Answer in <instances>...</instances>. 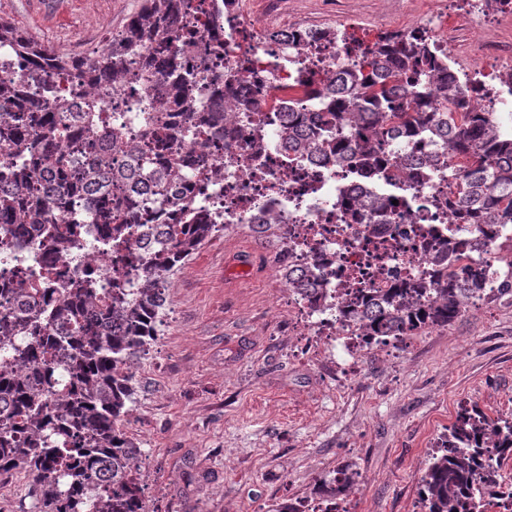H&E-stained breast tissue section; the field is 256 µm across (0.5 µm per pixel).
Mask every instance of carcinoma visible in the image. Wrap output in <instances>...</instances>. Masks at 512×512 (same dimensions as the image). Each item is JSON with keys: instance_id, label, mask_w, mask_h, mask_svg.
<instances>
[{"instance_id": "carcinoma-1", "label": "carcinoma", "mask_w": 512, "mask_h": 512, "mask_svg": "<svg viewBox=\"0 0 512 512\" xmlns=\"http://www.w3.org/2000/svg\"><path fill=\"white\" fill-rule=\"evenodd\" d=\"M191 0H144L142 10L125 30L106 38L102 54L56 53L0 18V49L25 58L32 71L0 84V230L14 233L22 224L42 231V240L10 260L25 277L0 301V471L24 472L35 493L37 512H149L141 484L142 454L125 430L128 404L135 392V366L159 336L169 275L197 253L222 224L198 223V207L182 184V175L198 169L201 159L175 153L156 159L133 148L120 132L95 121L92 90L120 83L139 60L170 88L171 105L158 104L151 84L139 100V136L151 137L171 123L170 107H183L182 137L202 126L224 129L226 107L217 101L203 112L191 111L190 87L208 76V57L221 35L198 39L186 30L185 8ZM198 59L185 69L177 54ZM375 70L349 72L319 90L321 112H290L283 133L292 150L331 155L339 163L376 164L379 139L427 138L468 159L452 174L455 192L449 199L454 216L473 230L463 239L449 237L429 255L432 274L397 288L378 292L360 288L342 300L338 312L357 326L362 348L393 338L405 340L420 330L446 326L466 308L489 297L512 298V258L505 266L483 257L504 239L512 243V139L500 136L493 116L472 107L455 112L451 105L462 90L448 74L423 34L392 32L371 46L356 44ZM73 73L87 89L85 107L67 111L68 102H48L26 87L39 75L44 91L55 74ZM413 112L403 111L408 102ZM439 156L423 155L404 163L411 176L437 165ZM151 207L157 217L176 209L188 223L139 224L130 202ZM355 205L384 213L391 203L373 195ZM92 219L99 226L96 241L123 247L130 225H139L144 246L137 262L142 273L136 289L124 271L96 280L70 274L68 267L41 264L40 251L79 250L66 224ZM473 258L457 275L453 262ZM497 287L492 288V280ZM293 294L318 305L324 297L312 273L288 276ZM68 351L52 370L50 355ZM512 459V420H493L479 408L458 413L441 447L431 455L419 482L422 512H486L489 500L512 505V484L502 462ZM357 474L341 469L314 483L313 499L336 512Z\"/></svg>"}]
</instances>
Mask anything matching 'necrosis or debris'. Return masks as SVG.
Instances as JSON below:
<instances>
[{
    "label": "necrosis or debris",
    "mask_w": 512,
    "mask_h": 512,
    "mask_svg": "<svg viewBox=\"0 0 512 512\" xmlns=\"http://www.w3.org/2000/svg\"><path fill=\"white\" fill-rule=\"evenodd\" d=\"M482 3L468 0L459 12L438 8L423 13L405 30L433 32L438 55L450 60V74L467 89L466 101L481 102L485 111L497 115H512V93L497 94L489 103L483 95L484 89L501 85L503 71H512V45L475 54L457 40L460 31L485 25ZM246 45L251 64L240 75L238 95L266 99L268 109L234 112L224 135L206 133L194 143L178 140L174 128L162 129L151 148L162 156L184 151L202 157L204 174L187 181L201 215H219L226 225H284L289 271L316 266L320 285L329 294L327 306L319 310L296 295L291 305L304 316L311 335L341 337L347 351H357V331L338 316V303L363 284L391 288L429 275L431 245L464 233L447 205L448 174L464 160L445 153L436 168L413 183L402 160L435 151L429 140L382 136L380 162L369 171L336 166L326 156L295 154L285 143V112H315L320 106L305 95L302 74L320 84L361 68L363 59L353 49L350 31L329 41L306 23L277 26L237 11L224 17V48L213 55L210 68L218 73L236 68ZM369 193L392 196L396 205L376 218L365 211L351 215L349 203Z\"/></svg>",
    "instance_id": "1"
}]
</instances>
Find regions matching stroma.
I'll list each match as a JSON object with an SVG mask.
<instances>
[{"instance_id": "obj_1", "label": "stroma", "mask_w": 512, "mask_h": 512, "mask_svg": "<svg viewBox=\"0 0 512 512\" xmlns=\"http://www.w3.org/2000/svg\"><path fill=\"white\" fill-rule=\"evenodd\" d=\"M437 0H249V13L323 29L403 30ZM143 0H0V17L72 55ZM275 238L216 232L169 277L160 336L136 367L125 429L143 451L150 512H268L351 467L350 512H416L418 482L462 408L512 419V300L469 306L341 380L309 350Z\"/></svg>"}]
</instances>
